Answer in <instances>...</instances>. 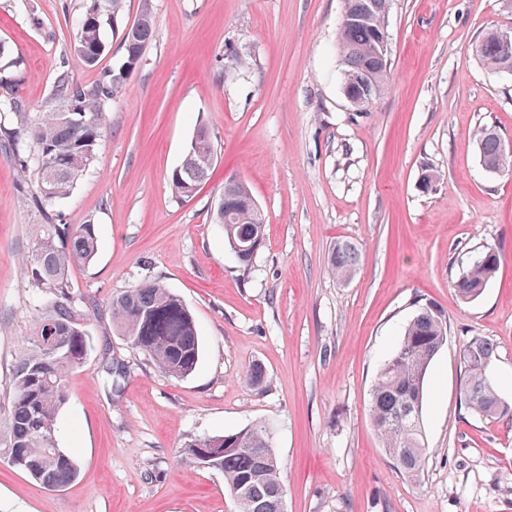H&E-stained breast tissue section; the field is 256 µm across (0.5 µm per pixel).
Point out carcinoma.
Here are the masks:
<instances>
[{
	"mask_svg": "<svg viewBox=\"0 0 512 512\" xmlns=\"http://www.w3.org/2000/svg\"><path fill=\"white\" fill-rule=\"evenodd\" d=\"M76 20L71 49L89 65L104 52L102 32L117 16L123 0H88ZM150 0H143L136 19L121 38L123 62L102 73L90 84H80L66 71L58 73L53 97L56 109L31 112L18 96L11 74H0V138L10 159L23 176H33L35 202L44 223L31 227V285L39 295L38 319L10 376L7 400L0 402V461L20 470L39 487L60 489L78 475L74 458L57 442L59 417L67 404L66 376L81 367L88 356L90 338L84 318L71 301V267L89 262L98 250L92 224L59 223L60 203L91 171L101 140L105 107L125 89L141 58L131 50H144L153 36ZM373 16L358 23L340 22L337 41L342 53L343 81L366 70H376L370 97L357 103L369 109L390 88V64H380L375 30L385 25L390 0ZM485 51L479 60L492 70L512 71V46L502 48L493 33L482 37ZM73 111H67V108ZM501 136L492 126L476 134V148L483 166L495 164ZM216 158L211 133L198 126L180 165L170 174L178 199L195 196L208 179ZM224 215L213 220L224 225L228 244L263 242L265 218L252 207L248 185L238 179L224 183ZM360 253L355 243L339 240L328 257L331 273L346 280L356 271ZM502 263L499 250L484 245L472 255L453 281L466 301L480 297ZM112 325L130 347L147 356L153 365L173 378L192 374L202 355L198 324L183 300L160 280H151L112 297ZM447 340L445 315L426 304L404 328L397 348L382 364L369 397L371 422L394 466L408 477L418 476L426 456L420 423L430 364ZM494 343L473 338L460 352L464 384L461 389L469 412L484 419L512 415V404L502 397L490 369L496 357ZM101 374L110 386L126 376V366L112 358L102 360ZM186 453L208 462L224 473V484L239 512H281L284 486L280 464L269 430L261 423L222 436L195 438L184 445Z\"/></svg>",
	"mask_w": 512,
	"mask_h": 512,
	"instance_id": "obj_1",
	"label": "carcinoma"
}]
</instances>
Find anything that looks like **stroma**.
I'll return each instance as SVG.
<instances>
[{"instance_id": "obj_1", "label": "stroma", "mask_w": 512, "mask_h": 512, "mask_svg": "<svg viewBox=\"0 0 512 512\" xmlns=\"http://www.w3.org/2000/svg\"><path fill=\"white\" fill-rule=\"evenodd\" d=\"M87 0H0V66L29 110L57 108L59 71L79 83L121 64L123 0L96 65L70 49ZM342 0H151L153 38L125 92L105 108L92 171L61 210L94 225L92 261L70 271L91 349L66 379L58 442L79 475L57 491L0 463V512H237L223 472L182 445L256 423L271 432L286 512H512V416L483 420L460 400L459 353L493 341V373L512 402V174L484 168L479 127L512 140V72L474 46L512 30L504 0H391V89L370 112L346 100L336 35ZM246 55L237 66L238 55ZM217 159L197 194L169 176L195 127ZM439 179L419 185L424 169ZM247 182L266 219L251 266L240 265L213 210L228 178ZM32 180L0 150V391L38 316L30 227L42 223ZM354 242L357 273L328 269ZM504 261L476 300L451 281L480 246ZM158 279L194 314L202 357L168 377L112 327L113 296ZM447 317L422 408L427 456L417 478L396 470L368 402L416 302ZM125 361L111 389L102 343ZM262 385L245 384L254 364ZM360 258L355 243L349 240L336 241L328 257L329 269L337 279L346 280L356 271Z\"/></svg>"}]
</instances>
